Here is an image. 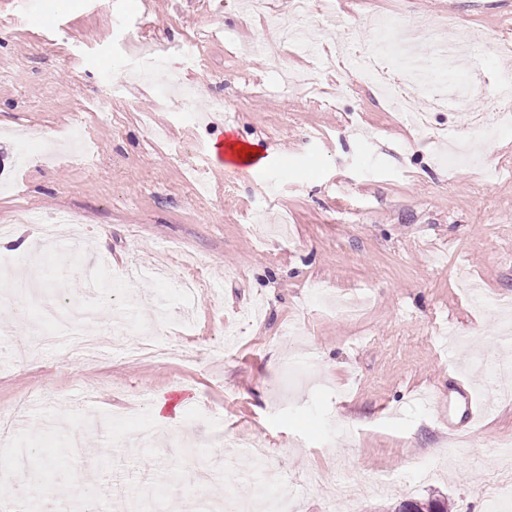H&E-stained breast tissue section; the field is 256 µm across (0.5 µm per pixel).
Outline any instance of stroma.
I'll return each mask as SVG.
<instances>
[{
    "label": "stroma",
    "mask_w": 512,
    "mask_h": 512,
    "mask_svg": "<svg viewBox=\"0 0 512 512\" xmlns=\"http://www.w3.org/2000/svg\"><path fill=\"white\" fill-rule=\"evenodd\" d=\"M315 18L320 45L368 49L369 17L394 15L417 30L434 86L461 90L472 58L502 72L469 93L482 111L512 57L490 46L512 33V0H334ZM291 0L251 14L241 0H46L40 11L0 0V253L39 248L25 214L78 213L82 253L45 254L58 268L47 295L87 298L88 260L120 269L165 266L167 279L119 287L84 325L103 337L97 356L36 347L37 312L10 321L21 358L0 359V414L27 405L16 434L42 466L41 488L90 485L111 512H140L146 481L159 512H203L208 494L252 495V456L240 437L277 458L270 492L292 490L296 512H394L432 495L449 512H491L489 496L512 479L499 455L512 439V390L489 373L512 354L500 303L512 301V129L490 130L481 153L443 163L457 123L413 95L423 132L343 71L319 73L322 93L287 82L311 58L266 43ZM414 28V27H413ZM470 35V52L443 69L433 35ZM152 45L169 77L202 86L197 106L137 80L134 47ZM125 95L100 111L103 80ZM223 125L196 121L206 100ZM231 128L264 162L243 174L214 159ZM195 280L185 313L178 283ZM133 318L114 325V311ZM152 340L162 362L130 360ZM487 407L472 422L449 408L461 380ZM453 455H446V448ZM392 476L388 492L343 501L342 467ZM323 476L315 488L307 472Z\"/></svg>",
    "instance_id": "1"
}]
</instances>
